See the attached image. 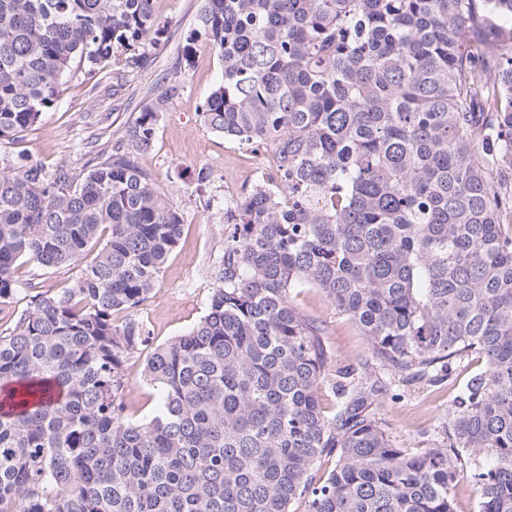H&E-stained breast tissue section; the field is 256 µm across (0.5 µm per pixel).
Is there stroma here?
<instances>
[{"label": "stroma", "mask_w": 512, "mask_h": 512, "mask_svg": "<svg viewBox=\"0 0 512 512\" xmlns=\"http://www.w3.org/2000/svg\"><path fill=\"white\" fill-rule=\"evenodd\" d=\"M199 0H154L156 21L165 29L161 43L145 39L154 62L150 69L129 73L125 86L112 84L111 68L90 80L81 67H72L62 79L60 96L18 145V152L42 163L49 172L63 170L80 180L85 169L121 139L125 125L140 108L161 99L163 85L178 75L176 62L186 37L195 27ZM222 62L205 38H198L194 65L183 92L164 100L154 144L141 159L155 183L179 208L182 236L169 255L148 299L117 313L116 321L133 316L147 324L154 345H162L189 331L205 314L219 282L216 274L224 262L231 227L224 222V188L251 185L271 173L277 163L272 150L248 149L210 132L201 107L222 77ZM209 169L207 182L197 180ZM294 305L323 330L332 359L318 387L325 411H333L332 386L338 370L363 367L368 359L366 336L348 316L339 314L315 288H298ZM150 349L131 354L123 364L126 413L131 422L151 419L160 405L156 389L146 384L144 369ZM484 366L478 353L454 365L443 381L401 387V398L382 406L379 416L393 441L401 448H431L448 418V408L472 373Z\"/></svg>", "instance_id": "1"}]
</instances>
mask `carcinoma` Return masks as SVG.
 Instances as JSON below:
<instances>
[{"label":"carcinoma","mask_w":512,"mask_h":512,"mask_svg":"<svg viewBox=\"0 0 512 512\" xmlns=\"http://www.w3.org/2000/svg\"><path fill=\"white\" fill-rule=\"evenodd\" d=\"M154 0H0V142L54 105L73 63L121 85L160 42ZM223 64L206 127L271 147L275 171L224 204L220 286L155 348L162 391L126 417L122 365L150 345L118 311L148 298L180 241L179 209L141 165L143 106L79 183L0 150V305L17 267H80L0 331V512H512V0H202ZM93 259L82 264L86 252ZM319 289L355 321L383 376L347 372L292 304ZM479 352L439 444L399 448L379 409L395 383H438ZM335 467L317 478L321 457Z\"/></svg>","instance_id":"carcinoma-1"}]
</instances>
